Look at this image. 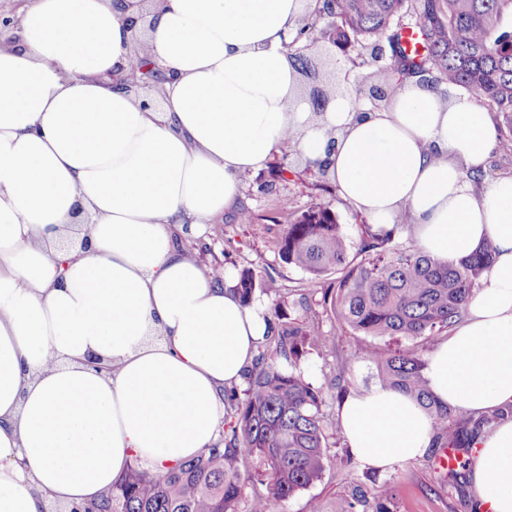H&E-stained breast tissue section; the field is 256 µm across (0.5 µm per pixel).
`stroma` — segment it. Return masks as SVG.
Returning a JSON list of instances; mask_svg holds the SVG:
<instances>
[{
	"mask_svg": "<svg viewBox=\"0 0 512 512\" xmlns=\"http://www.w3.org/2000/svg\"><path fill=\"white\" fill-rule=\"evenodd\" d=\"M351 53L348 46L317 44L306 48L305 54L316 72V83L324 92H333L329 76L345 71ZM288 161L292 171L287 181L272 183L270 192L259 190L261 184L271 183L268 172L245 178L242 199L252 210V223L240 224L224 216L208 225L202 237L182 241L183 247L203 268L220 264L235 272L246 266L257 276L271 274L279 279L283 289L277 299L257 298L256 304L263 310H270L276 303L293 319L301 316L307 307L319 314L323 343L320 347L302 350L297 365L306 378L323 391L327 419L325 469L319 480L285 502L283 512H336L353 488L371 493L381 484L389 488L386 502L389 512H471L469 480L449 484L446 476L436 469L438 449H431L424 457L397 464L385 472L361 468L351 457L336 419L340 399L331 381L340 379L349 391L367 388L377 383L376 369L370 362L353 360L352 353L362 344V337L332 313L323 312L321 291L301 287L303 274L281 261L270 225L275 220L286 221L289 213L319 201L332 205L350 235H357L367 219L338 194L319 191L316 174L306 168L297 152H290Z\"/></svg>",
	"mask_w": 512,
	"mask_h": 512,
	"instance_id": "obj_1",
	"label": "stroma"
}]
</instances>
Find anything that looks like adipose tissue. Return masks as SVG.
I'll list each match as a JSON object with an SVG mask.
<instances>
[{
	"label": "adipose tissue",
	"mask_w": 512,
	"mask_h": 512,
	"mask_svg": "<svg viewBox=\"0 0 512 512\" xmlns=\"http://www.w3.org/2000/svg\"><path fill=\"white\" fill-rule=\"evenodd\" d=\"M312 0H27L0 38V512L67 508L138 462L210 447L267 322L232 276L178 244L199 236L297 135L377 227L409 216L420 249L492 262L426 358L434 398L479 416L512 404V175L475 193L497 143L465 96L419 78L377 109L354 91L312 112L282 49ZM167 79L127 93L136 45ZM361 466L424 456L427 413L378 385L337 412ZM475 512H512V420L476 440Z\"/></svg>",
	"instance_id": "1"
}]
</instances>
